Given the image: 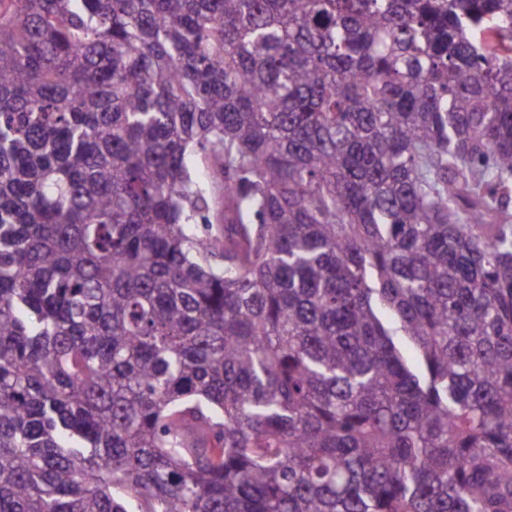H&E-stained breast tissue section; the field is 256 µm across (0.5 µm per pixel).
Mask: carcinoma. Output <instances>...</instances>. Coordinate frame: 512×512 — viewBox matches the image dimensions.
<instances>
[{"mask_svg":"<svg viewBox=\"0 0 512 512\" xmlns=\"http://www.w3.org/2000/svg\"><path fill=\"white\" fill-rule=\"evenodd\" d=\"M0 512H512V0H0Z\"/></svg>","mask_w":512,"mask_h":512,"instance_id":"cac0c4a2","label":"carcinoma"}]
</instances>
